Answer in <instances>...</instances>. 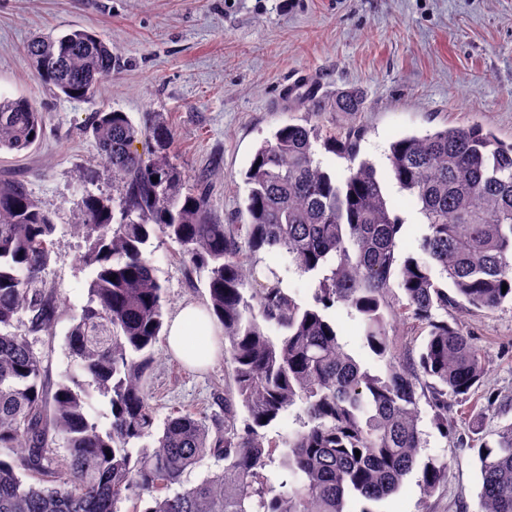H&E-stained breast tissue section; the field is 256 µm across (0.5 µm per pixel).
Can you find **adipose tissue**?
Wrapping results in <instances>:
<instances>
[{"label":"adipose tissue","instance_id":"obj_1","mask_svg":"<svg viewBox=\"0 0 512 512\" xmlns=\"http://www.w3.org/2000/svg\"><path fill=\"white\" fill-rule=\"evenodd\" d=\"M220 327L208 307L192 302L182 306L168 321L167 345L170 352L190 366L212 362L219 352Z\"/></svg>","mask_w":512,"mask_h":512}]
</instances>
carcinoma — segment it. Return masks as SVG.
<instances>
[{
  "mask_svg": "<svg viewBox=\"0 0 512 512\" xmlns=\"http://www.w3.org/2000/svg\"><path fill=\"white\" fill-rule=\"evenodd\" d=\"M24 51L41 81L69 100L90 98L112 74V44L88 31L41 34ZM291 103L336 113V130L287 123L260 144L244 174L242 238L212 214L216 172L191 179L173 160L174 133L161 114L139 124L117 110L88 117L84 131L112 193L84 189L69 225L86 243L91 279L66 334L71 365L57 382L15 327L25 316L33 332L54 326L45 274L57 224L26 176L0 175V512H119L123 501L132 512H344L346 497L383 500L413 470L420 398L448 432V410L483 379L486 355L435 312L512 302V143L473 123L390 144L394 179L426 225L419 253L401 259L403 221L390 213L375 165L357 161L363 93ZM45 126L28 99L0 97V151L29 149ZM320 149L345 159L347 174L323 170ZM154 237L177 244L188 276L206 274L232 376L231 388L213 396L220 412L170 415L156 437L146 383L167 300ZM262 251L317 279L313 304L300 305L277 278L261 280L249 258ZM338 307L359 316L379 373L339 342L329 316ZM402 314L428 328L417 359L393 333ZM97 397L108 401L106 424ZM297 404L302 426L282 453L288 481L275 487L262 474L275 447L263 429ZM57 438L67 452L60 462ZM478 454L481 512H512V424ZM206 458L224 467L184 487ZM447 468L424 465V495Z\"/></svg>",
  "mask_w": 512,
  "mask_h": 512,
  "instance_id": "cac0c4a2",
  "label": "carcinoma"
}]
</instances>
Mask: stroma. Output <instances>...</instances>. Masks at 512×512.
I'll use <instances>...</instances> for the list:
<instances>
[{"mask_svg": "<svg viewBox=\"0 0 512 512\" xmlns=\"http://www.w3.org/2000/svg\"><path fill=\"white\" fill-rule=\"evenodd\" d=\"M87 30L110 40L115 65L92 99L56 97L39 79L23 50L33 36ZM316 78L322 93L356 88L364 96L359 123L366 134L361 157L374 162L388 205L399 215L400 252H416L424 231L413 197L390 176L391 142L447 125L479 122L512 142V0H0V96H22L48 121L42 141L27 151H0V172L22 171L32 191L55 214L54 253L46 284L61 304L53 333L29 334L34 352L59 377L70 364L65 335L87 300L90 272L76 254L85 243L69 226L84 176L99 171L93 192L111 193L93 141L82 127L103 110L141 122L157 112L175 133L177 163L194 174L219 163L224 178L212 212L244 233V173L261 141L285 123L302 124L307 112L287 110L279 94L299 74ZM168 311L206 302L203 282H190L173 246L154 252ZM300 304L312 301L315 283L286 258L259 253ZM334 318L340 342L364 368L378 371L364 347L361 326L345 309ZM446 319L469 332L489 354L488 370L440 432L427 401H420L424 446L417 467L399 490L373 505L375 512H479L477 452L512 423V304L494 311L449 309ZM148 380L157 421L182 411L214 413V393L231 377L223 358L203 369L155 346ZM435 458L448 469L432 496L419 485L421 465Z\"/></svg>", "mask_w": 512, "mask_h": 512, "instance_id": "obj_1", "label": "stroma"}]
</instances>
